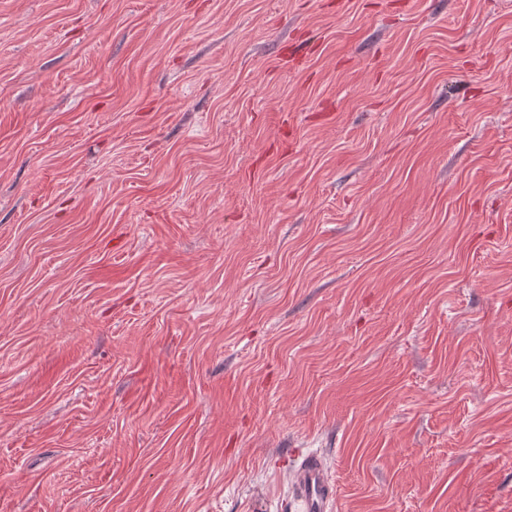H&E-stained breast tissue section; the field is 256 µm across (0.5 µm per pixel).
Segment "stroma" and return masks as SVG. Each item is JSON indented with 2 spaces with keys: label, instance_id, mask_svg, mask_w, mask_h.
Listing matches in <instances>:
<instances>
[{
  "label": "stroma",
  "instance_id": "1",
  "mask_svg": "<svg viewBox=\"0 0 512 512\" xmlns=\"http://www.w3.org/2000/svg\"><path fill=\"white\" fill-rule=\"evenodd\" d=\"M512 512V0H0V512ZM297 512H330L335 490L322 460L315 455L301 459L294 469Z\"/></svg>",
  "mask_w": 512,
  "mask_h": 512
}]
</instances>
